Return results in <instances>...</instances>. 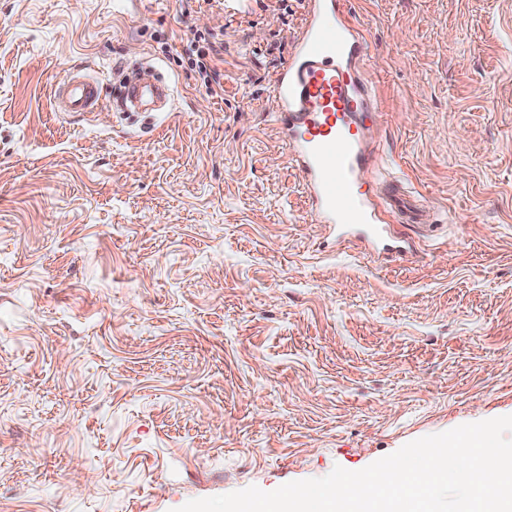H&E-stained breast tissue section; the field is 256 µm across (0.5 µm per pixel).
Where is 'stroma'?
Wrapping results in <instances>:
<instances>
[{
	"instance_id": "obj_1",
	"label": "stroma",
	"mask_w": 512,
	"mask_h": 512,
	"mask_svg": "<svg viewBox=\"0 0 512 512\" xmlns=\"http://www.w3.org/2000/svg\"><path fill=\"white\" fill-rule=\"evenodd\" d=\"M304 2L0 0V512H175L512 415V0H347L372 152L424 203L377 263L274 119ZM76 69L89 120L52 104ZM135 70L164 109L117 107ZM217 44H220V41L216 33L211 31L200 32L194 36L187 54L190 67L203 78L204 85L211 95H217L218 91L224 92L223 87L212 77V74H215V59L219 60L217 58V55H219ZM213 81L217 88L213 86Z\"/></svg>"
}]
</instances>
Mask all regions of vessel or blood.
Masks as SVG:
<instances>
[{"mask_svg":"<svg viewBox=\"0 0 512 512\" xmlns=\"http://www.w3.org/2000/svg\"><path fill=\"white\" fill-rule=\"evenodd\" d=\"M308 7L305 29L274 81L273 97L274 116L302 173L312 215L316 222L334 226L340 243L364 229L362 249L372 257L410 254L409 245L393 235L387 216L397 211L414 223L418 212L388 186L382 168L373 167L364 131L353 125L354 117L379 116L377 100L361 73L368 41L351 23L341 0H310ZM52 97L61 111L83 113L94 111L101 93L97 81L76 75L56 85ZM168 100L167 85L140 81L127 85L121 105L140 109ZM367 169L375 177L365 191L359 178Z\"/></svg>","mask_w":512,"mask_h":512,"instance_id":"obj_1","label":"vessel or blood"}]
</instances>
